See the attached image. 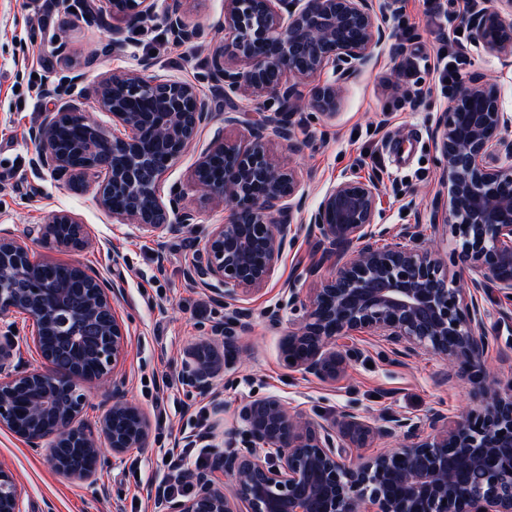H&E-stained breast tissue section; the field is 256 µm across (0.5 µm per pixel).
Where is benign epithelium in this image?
<instances>
[{"label": "benign epithelium", "instance_id": "7a95c632", "mask_svg": "<svg viewBox=\"0 0 512 512\" xmlns=\"http://www.w3.org/2000/svg\"><path fill=\"white\" fill-rule=\"evenodd\" d=\"M106 15L136 25L156 9L155 0H102ZM496 9L476 6L469 21L472 38L485 53L512 57V0ZM386 0H224V42L208 62L224 95H260L293 112L310 110L336 115V81L316 84L303 94L299 81L332 71L350 74L367 64L372 50L386 37ZM170 33L183 42L197 36L185 22L179 0L163 13ZM52 112L30 131L38 147L35 164L64 177L75 190L93 178L98 204L112 219L142 235L157 237L194 223L195 215L164 202L163 177L212 120L210 104L182 80H145L133 73L111 74L97 90L100 111L122 131L103 135L100 125L83 115L79 101L57 86ZM496 83L461 85L442 113L435 140L447 177L448 207L432 215L430 228L442 222L459 239L456 256L466 259L469 285L448 280L438 258L440 241L418 224H404L391 242L377 222L376 182L345 175L325 191L306 216L318 263L307 269L319 275L328 264L333 273L321 282L301 327L289 334L286 358L305 375L332 381L343 357L351 355L350 337L369 332L385 341L393 356L421 352L448 362V369L483 386L488 338L480 332L484 314L477 294L492 287L512 298V162L500 161L502 131L512 118L500 104ZM75 123L93 136L88 151L112 157L108 165L88 160L73 163L58 141L62 123ZM293 125L286 115L252 127L250 141H214L193 173L201 194L224 200V223L214 225L191 263V277L215 299L234 301L260 290L272 277L291 243L288 225L277 212L300 211L305 193L297 174L275 165L265 144L288 141ZM224 160L219 180L209 162ZM49 246L81 248L83 225L68 212L51 214L30 231ZM28 248L0 237V323L14 314L32 320L33 342L43 368L6 371L11 344L0 342V427L18 431L29 444L50 448L56 472L66 479L92 482L108 464L102 444L120 457L146 446L151 420L139 408L116 401L97 431L80 420L86 406L79 379L108 381L124 349L125 330L112 299L119 285L94 272L72 266L90 287L91 301L69 311L59 325V352L71 361L58 365V352L43 348L42 337L55 316L67 309L65 290L26 279L33 265ZM24 280L22 288L14 282ZM220 370L210 349L190 353L182 382L198 392L210 390ZM37 386L27 401L25 424L18 426L12 396ZM243 420L249 450L216 458L195 474L197 491L189 499L151 493L156 512H237L224 495V477L235 480L249 512H512V396L494 393L482 410L456 420L435 412L428 416L430 437L419 422L389 416L373 428L351 410L340 424L311 423L292 415L288 403L270 397L246 407ZM371 435L396 440V447L359 462L348 459L347 445L360 446ZM85 448L95 458L79 470L67 461L68 449ZM0 512H25L17 476L0 466Z\"/></svg>", "mask_w": 512, "mask_h": 512}]
</instances>
